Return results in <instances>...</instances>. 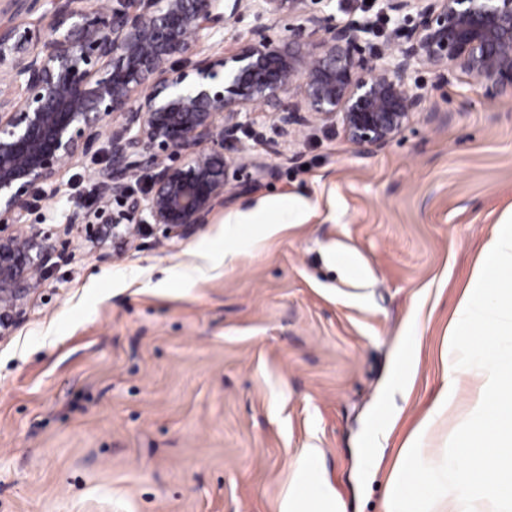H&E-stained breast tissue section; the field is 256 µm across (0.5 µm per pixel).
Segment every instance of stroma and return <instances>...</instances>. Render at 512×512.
Listing matches in <instances>:
<instances>
[{"mask_svg": "<svg viewBox=\"0 0 512 512\" xmlns=\"http://www.w3.org/2000/svg\"><path fill=\"white\" fill-rule=\"evenodd\" d=\"M382 6H254L203 49L231 57L261 25L284 47L314 13L368 25L373 50L416 20ZM408 83L432 112L376 150L317 120L287 133L258 107L224 141L252 167L229 168L223 204L190 236L70 231L0 339V512H277L291 456L310 443L339 512H382L389 467L439 388L455 290L512 206V98L425 62ZM94 168L64 167L30 223L87 209ZM286 196L309 205L304 223L225 238L229 216ZM416 340L412 395L383 466L363 476L364 427Z\"/></svg>", "mask_w": 512, "mask_h": 512, "instance_id": "obj_1", "label": "stroma"}]
</instances>
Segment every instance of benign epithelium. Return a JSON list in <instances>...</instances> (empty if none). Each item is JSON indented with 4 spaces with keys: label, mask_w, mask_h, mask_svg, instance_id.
Instances as JSON below:
<instances>
[{
    "label": "benign epithelium",
    "mask_w": 512,
    "mask_h": 512,
    "mask_svg": "<svg viewBox=\"0 0 512 512\" xmlns=\"http://www.w3.org/2000/svg\"><path fill=\"white\" fill-rule=\"evenodd\" d=\"M39 0H7L0 22V338L24 319L60 233L28 223L34 193L53 195L62 169L105 152L93 171L101 198L72 210L66 229L154 224L186 237L224 202V137L240 116L268 103L282 127L339 123L367 149L399 137L425 96L408 84L426 61L456 70L490 100L512 97V0H385L397 14L416 9L402 41L363 50L367 28L308 15L291 28L285 51L252 30L239 53L202 54L204 41L237 22L250 0H50L51 22H15ZM265 11L294 13L304 0H261ZM121 121L100 148L102 121ZM150 177L145 194L133 181Z\"/></svg>",
    "instance_id": "benign-epithelium-1"
}]
</instances>
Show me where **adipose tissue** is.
<instances>
[{
    "label": "adipose tissue",
    "instance_id": "1",
    "mask_svg": "<svg viewBox=\"0 0 512 512\" xmlns=\"http://www.w3.org/2000/svg\"><path fill=\"white\" fill-rule=\"evenodd\" d=\"M482 332L498 347L473 342ZM439 390L400 449L383 499V512H474L489 500L494 512H512V208H507L482 245L448 319L440 349ZM474 397L461 404L466 379ZM467 415L453 450L436 442L449 419ZM398 420L382 405L370 425L362 464L379 470L383 450ZM320 448L296 451L278 512H339L325 483Z\"/></svg>",
    "mask_w": 512,
    "mask_h": 512
}]
</instances>
